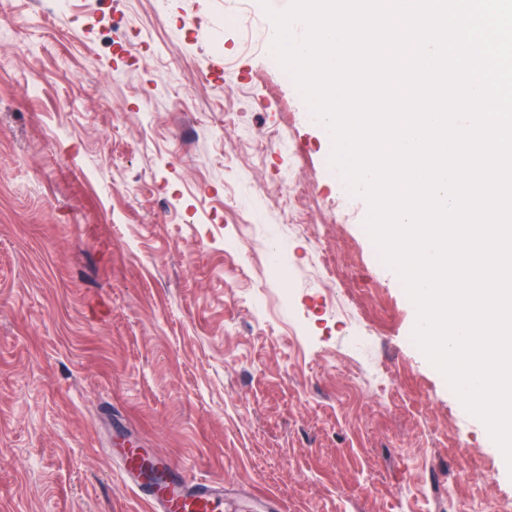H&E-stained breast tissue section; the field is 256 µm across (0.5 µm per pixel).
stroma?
I'll return each mask as SVG.
<instances>
[{
  "label": "stroma",
  "mask_w": 512,
  "mask_h": 512,
  "mask_svg": "<svg viewBox=\"0 0 512 512\" xmlns=\"http://www.w3.org/2000/svg\"><path fill=\"white\" fill-rule=\"evenodd\" d=\"M267 25L259 0H0V512H148L124 440L223 480V512L512 503Z\"/></svg>",
  "instance_id": "35a3bbf8"
}]
</instances>
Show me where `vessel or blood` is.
I'll use <instances>...</instances> for the list:
<instances>
[{
  "label": "vessel or blood",
  "instance_id": "vessel-or-blood-1",
  "mask_svg": "<svg viewBox=\"0 0 512 512\" xmlns=\"http://www.w3.org/2000/svg\"><path fill=\"white\" fill-rule=\"evenodd\" d=\"M126 479L152 512H222L224 484L189 479L167 456L129 446L121 451Z\"/></svg>",
  "mask_w": 512,
  "mask_h": 512
}]
</instances>
